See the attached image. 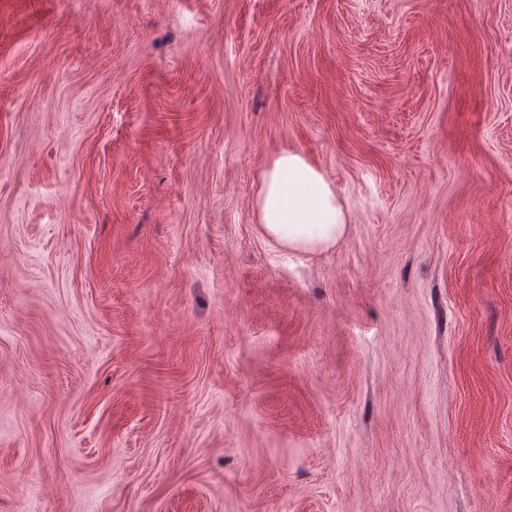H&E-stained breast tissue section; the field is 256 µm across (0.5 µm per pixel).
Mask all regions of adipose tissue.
<instances>
[{
	"label": "adipose tissue",
	"instance_id": "ef3b65f1",
	"mask_svg": "<svg viewBox=\"0 0 512 512\" xmlns=\"http://www.w3.org/2000/svg\"><path fill=\"white\" fill-rule=\"evenodd\" d=\"M257 207L265 232L289 248L326 249L345 232L331 183L296 152L281 153L264 171Z\"/></svg>",
	"mask_w": 512,
	"mask_h": 512
}]
</instances>
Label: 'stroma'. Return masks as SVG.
I'll list each match as a JSON object with an SVG mask.
<instances>
[{
	"instance_id": "1",
	"label": "stroma",
	"mask_w": 512,
	"mask_h": 512,
	"mask_svg": "<svg viewBox=\"0 0 512 512\" xmlns=\"http://www.w3.org/2000/svg\"><path fill=\"white\" fill-rule=\"evenodd\" d=\"M0 512H512V0H0ZM257 207L265 232L285 247L327 249L345 232L332 184L296 152L281 153L264 171Z\"/></svg>"
}]
</instances>
